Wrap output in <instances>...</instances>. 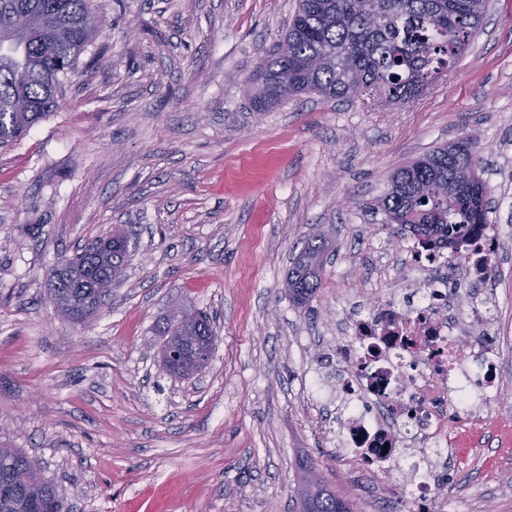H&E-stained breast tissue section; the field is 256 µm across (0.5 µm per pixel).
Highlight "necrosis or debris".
<instances>
[{
  "label": "necrosis or debris",
  "mask_w": 512,
  "mask_h": 512,
  "mask_svg": "<svg viewBox=\"0 0 512 512\" xmlns=\"http://www.w3.org/2000/svg\"><path fill=\"white\" fill-rule=\"evenodd\" d=\"M406 277L336 325V374L313 390L334 407L337 455L364 471L404 474L420 504L438 497L449 463L444 420H482L504 384L512 331L499 317L492 285L501 266L490 225L477 226L461 257L400 244Z\"/></svg>",
  "instance_id": "4bbe7bcc"
}]
</instances>
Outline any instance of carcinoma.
I'll use <instances>...</instances> for the list:
<instances>
[{
	"label": "carcinoma",
	"instance_id": "carcinoma-1",
	"mask_svg": "<svg viewBox=\"0 0 512 512\" xmlns=\"http://www.w3.org/2000/svg\"><path fill=\"white\" fill-rule=\"evenodd\" d=\"M90 0H0V144L24 137L59 108L63 78L96 40L89 24ZM488 0H299L298 9L272 54L263 59L252 84L255 107L265 109L290 97L317 93L353 99L364 90L390 101L420 96L469 45ZM475 140L436 148L397 168L385 193L365 202L390 224H399L429 250L468 244L475 225L487 223L488 186L470 177L477 166ZM135 243L116 232L81 253L57 258L50 269L51 298L64 318L89 323L100 311L104 285L122 279ZM324 246L311 238L293 258L285 288L306 305L320 287ZM167 348L189 349L216 335L211 321L188 310L169 315L159 328ZM315 466L298 464L302 476L297 512H356L353 500L332 490L322 476H303ZM63 499L37 464L0 445V512H64Z\"/></svg>",
	"mask_w": 512,
	"mask_h": 512
}]
</instances>
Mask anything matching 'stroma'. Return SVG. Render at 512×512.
<instances>
[{
	"mask_svg": "<svg viewBox=\"0 0 512 512\" xmlns=\"http://www.w3.org/2000/svg\"><path fill=\"white\" fill-rule=\"evenodd\" d=\"M101 33L61 107L0 147V443L34 459L70 512H294L313 461L357 512L368 485L337 459L308 399L318 349L404 232L360 203L463 137L512 254V0H489L453 68L404 103L316 94L265 110L247 82L296 0H91ZM138 241L89 328L57 316L48 271L114 226ZM325 244L307 306L284 288L309 237ZM186 306L214 317L202 373L165 375L157 330ZM455 465L432 512H512V387L481 421L449 417Z\"/></svg>",
	"mask_w": 512,
	"mask_h": 512,
	"instance_id": "obj_1",
	"label": "stroma"
}]
</instances>
